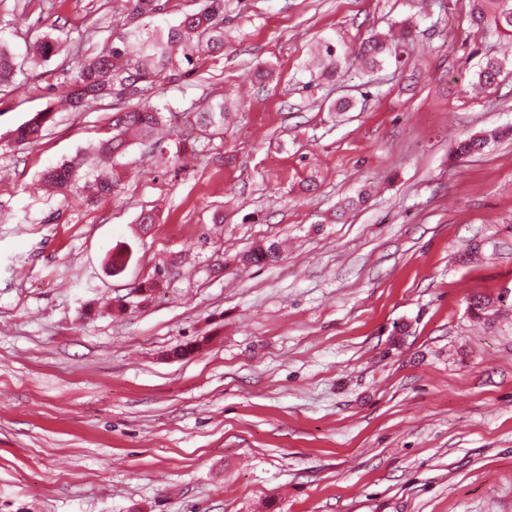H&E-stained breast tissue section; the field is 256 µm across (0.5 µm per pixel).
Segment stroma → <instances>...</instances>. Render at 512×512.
<instances>
[{
    "instance_id": "35a3bbf8",
    "label": "stroma",
    "mask_w": 512,
    "mask_h": 512,
    "mask_svg": "<svg viewBox=\"0 0 512 512\" xmlns=\"http://www.w3.org/2000/svg\"><path fill=\"white\" fill-rule=\"evenodd\" d=\"M128 8L0 0L18 58L34 30L63 42L0 88V512H512V138L455 154L512 126V41L470 0H232L223 52L147 91L177 113L229 94L223 136L176 164L174 123L111 199L45 193L118 98L11 132ZM415 12L407 66L311 76L323 40L351 52ZM487 56L508 72L476 96ZM270 240L278 262H238ZM54 113L45 109L36 112L29 120L12 131V138L18 144H35L43 136V132L53 121Z\"/></svg>"
}]
</instances>
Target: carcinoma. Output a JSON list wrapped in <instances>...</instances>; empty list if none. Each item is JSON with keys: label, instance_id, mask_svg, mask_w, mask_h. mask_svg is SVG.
Listing matches in <instances>:
<instances>
[{"label": "carcinoma", "instance_id": "carcinoma-1", "mask_svg": "<svg viewBox=\"0 0 512 512\" xmlns=\"http://www.w3.org/2000/svg\"><path fill=\"white\" fill-rule=\"evenodd\" d=\"M473 28L484 34H494L512 40V0H471ZM161 0H132L128 16L130 31L119 42H109L96 55L80 61L73 81L62 98L70 109L78 110L87 102H97L112 95L136 100L132 107L112 113V136L102 141L92 160L77 155L43 172L41 180L60 195L72 190L82 193L94 203L112 196L120 186L121 158L129 147L128 137L141 142L152 140L157 131L171 123V116L145 97V92L160 77L171 76L178 62L193 64V59L208 51L224 49V0H204L201 7L188 12L166 27L148 28L140 20L164 10ZM417 22L407 16L396 20L387 38L374 35L361 43L353 58L345 49L332 41L318 47V54L328 66L329 74L349 61L357 62L369 72L381 69L392 61L399 66L408 59V48L414 40ZM59 53V42L49 32L39 34L29 45L32 60L48 62ZM19 66L16 57L0 43V87L13 83ZM504 70L503 61L496 57L482 59L475 72L479 86L492 90L498 86ZM230 112L224 100L211 103L202 112L183 113V123L198 128L208 135H220ZM54 113L48 109L35 113L29 120L12 131L18 144H35L53 121ZM488 138L473 136L462 140L456 153L461 156L482 152ZM131 258L128 246L112 251V274L123 271ZM280 259V246L276 242L258 245L244 253L241 261L252 266H265Z\"/></svg>", "mask_w": 512, "mask_h": 512}]
</instances>
